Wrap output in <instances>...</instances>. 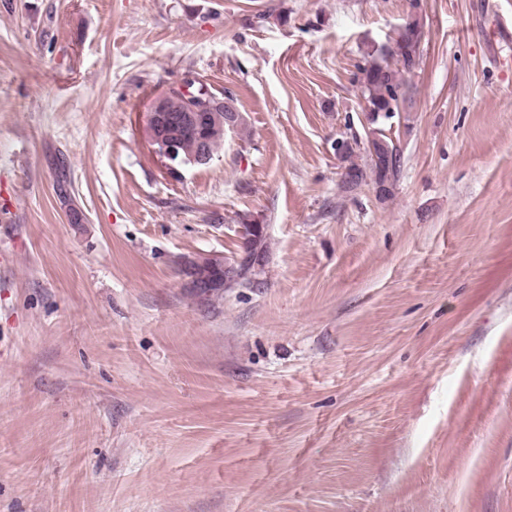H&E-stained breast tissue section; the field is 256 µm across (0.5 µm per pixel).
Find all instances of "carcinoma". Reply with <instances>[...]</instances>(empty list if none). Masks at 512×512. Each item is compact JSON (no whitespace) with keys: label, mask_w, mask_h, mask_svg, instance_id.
<instances>
[{"label":"carcinoma","mask_w":512,"mask_h":512,"mask_svg":"<svg viewBox=\"0 0 512 512\" xmlns=\"http://www.w3.org/2000/svg\"><path fill=\"white\" fill-rule=\"evenodd\" d=\"M420 35L418 19L410 18L397 36L381 46L361 69L365 112L375 113L374 122L363 126L364 138L386 141L387 152L384 158H369L367 166L363 167L353 160L354 147L346 146L340 158L346 162L344 182L351 187L369 178L389 195L399 179L400 153L396 143L386 134L385 121L393 118L400 104L406 100L409 86L404 75L418 66Z\"/></svg>","instance_id":"1"}]
</instances>
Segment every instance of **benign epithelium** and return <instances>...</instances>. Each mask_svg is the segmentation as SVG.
Wrapping results in <instances>:
<instances>
[{
  "mask_svg": "<svg viewBox=\"0 0 512 512\" xmlns=\"http://www.w3.org/2000/svg\"><path fill=\"white\" fill-rule=\"evenodd\" d=\"M174 91L191 98L192 82L186 81L174 87ZM172 91V92H174ZM172 92L158 95L147 116L146 133L153 153L168 171L175 172L185 165L202 166L210 163L211 155L204 138H199L194 152L186 156L181 154L184 133L188 129L209 130L210 127L223 129L234 127L240 113L234 111V105L228 98H214V102L201 107H192L172 120L166 116L168 99ZM236 232L241 237L243 249L240 255L231 261L223 254L184 255L179 261V273L182 285L196 292L201 299L210 296L212 289L222 286H234L240 274V267L248 268L252 279L260 276L266 260L257 248L259 238L267 234V225L248 224L239 226Z\"/></svg>",
  "mask_w": 512,
  "mask_h": 512,
  "instance_id": "1",
  "label": "benign epithelium"
}]
</instances>
